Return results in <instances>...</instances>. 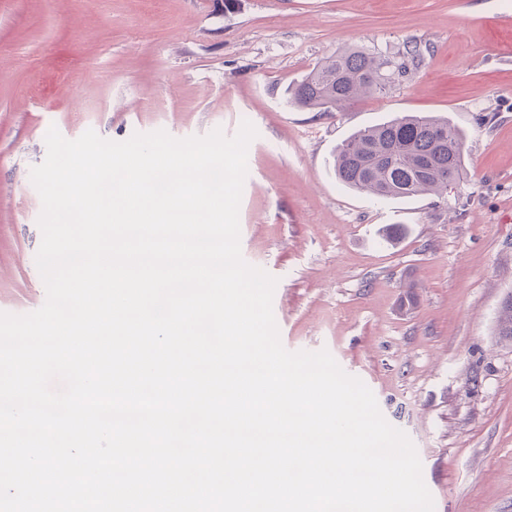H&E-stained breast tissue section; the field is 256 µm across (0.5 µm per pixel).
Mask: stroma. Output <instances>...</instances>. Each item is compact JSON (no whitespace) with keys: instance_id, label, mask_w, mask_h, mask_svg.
I'll list each match as a JSON object with an SVG mask.
<instances>
[{"instance_id":"stroma-1","label":"stroma","mask_w":512,"mask_h":512,"mask_svg":"<svg viewBox=\"0 0 512 512\" xmlns=\"http://www.w3.org/2000/svg\"><path fill=\"white\" fill-rule=\"evenodd\" d=\"M424 61L336 112L284 93L345 47ZM447 117L465 174L445 196L343 187L336 146L404 115ZM258 132L240 204L244 260L277 278L290 351L327 349L416 447L435 512H512V0H0V312L40 308L45 135L124 141ZM403 227L393 243L380 232ZM496 336L501 341L512 342V295L505 298L497 314Z\"/></svg>"}]
</instances>
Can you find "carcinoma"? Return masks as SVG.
I'll list each match as a JSON object with an SVG mask.
<instances>
[{
	"instance_id": "cac0c4a2",
	"label": "carcinoma",
	"mask_w": 512,
	"mask_h": 512,
	"mask_svg": "<svg viewBox=\"0 0 512 512\" xmlns=\"http://www.w3.org/2000/svg\"><path fill=\"white\" fill-rule=\"evenodd\" d=\"M418 46L393 54L344 49L318 64L294 87L287 103L335 112L407 78L423 62ZM464 136L448 120L404 115L360 129L336 146L334 172L345 187L378 200L436 195L464 173ZM496 336L512 342V295L497 314Z\"/></svg>"
}]
</instances>
